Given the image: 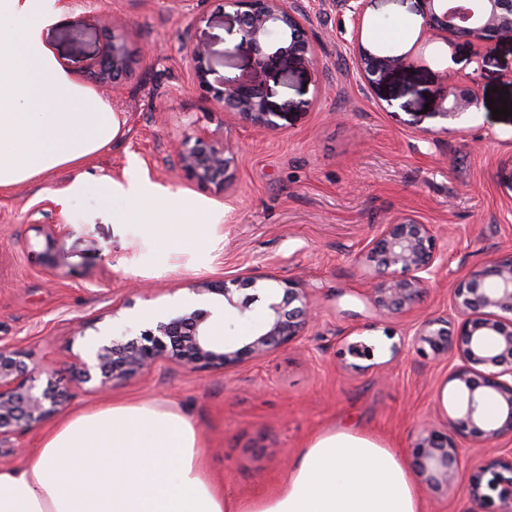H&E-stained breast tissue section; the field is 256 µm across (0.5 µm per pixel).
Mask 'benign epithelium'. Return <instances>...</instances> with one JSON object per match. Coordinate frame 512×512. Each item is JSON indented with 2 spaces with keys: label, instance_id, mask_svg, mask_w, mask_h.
<instances>
[{
  "label": "benign epithelium",
  "instance_id": "benign-epithelium-1",
  "mask_svg": "<svg viewBox=\"0 0 512 512\" xmlns=\"http://www.w3.org/2000/svg\"><path fill=\"white\" fill-rule=\"evenodd\" d=\"M372 0H343L351 12L353 30L360 31L366 7ZM235 9L241 39L255 51L256 64L264 72H278L289 62L310 63L315 49L302 23L297 0H224ZM420 29L435 36L465 37L480 44L490 39L512 40V0H414ZM183 49L194 63L195 77L205 98L258 130L279 127L259 84L226 82L214 88L207 81L208 51L186 42ZM356 67L369 85L378 83L395 68L405 66L407 55H383L358 43L353 46ZM131 74L125 27L115 22L106 31L101 50L88 59L86 79L117 93ZM448 106L436 116L459 118L478 107L472 86L458 84L446 75ZM228 149L186 135L175 149L177 168L188 181L224 189L230 178ZM368 257L377 259L387 274L367 291L370 304L385 314H400L413 308L428 287L435 262L440 257L433 226L404 215L384 225L367 245ZM282 299L267 307L265 325L238 350L216 346L205 325L207 313L193 310L144 330L130 340L106 338L93 349L90 360L76 358L77 381L97 380V389L108 390L149 372L157 363L173 362L189 371L225 370L245 355L264 356L296 342L314 323L315 314L306 293L292 279L277 280ZM253 286L254 279L224 278L202 282L196 291L215 293L224 303L237 307L233 287ZM461 361L448 375L456 383L462 402L457 418H448L440 428L427 429L413 452L416 466L429 489L452 487L458 474L457 437L466 432L477 445L487 447L512 436V254L494 255L472 266L465 280L454 289L450 312L422 319L413 334V345L440 356L448 341ZM23 349L0 342V447L24 430L41 425L56 415L69 399V388L53 378L40 382L44 370L26 362ZM495 402L497 414L484 413L487 401ZM469 494L484 512H497L496 503L512 502V455L488 459L472 476Z\"/></svg>",
  "mask_w": 512,
  "mask_h": 512
}]
</instances>
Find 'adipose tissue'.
<instances>
[{"label": "adipose tissue", "mask_w": 512, "mask_h": 512, "mask_svg": "<svg viewBox=\"0 0 512 512\" xmlns=\"http://www.w3.org/2000/svg\"><path fill=\"white\" fill-rule=\"evenodd\" d=\"M59 0H0V190L79 167L121 134L111 102L78 83L47 46ZM105 198L133 207L143 238L202 251L200 205L163 193L130 163ZM0 512H421L401 457L368 435L316 436L270 496L225 497L201 437L177 406L157 399L64 415L32 456L0 468Z\"/></svg>", "instance_id": "adipose-tissue-1"}]
</instances>
